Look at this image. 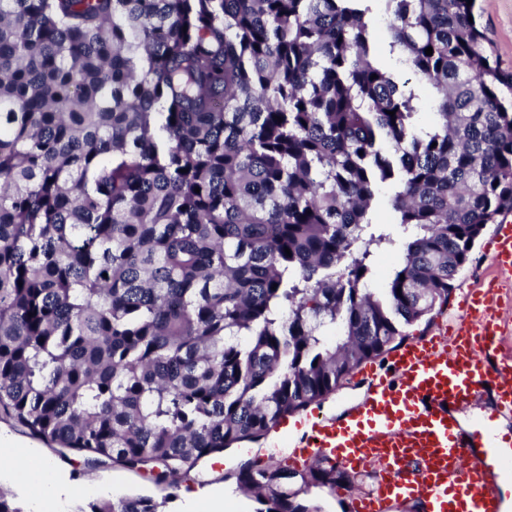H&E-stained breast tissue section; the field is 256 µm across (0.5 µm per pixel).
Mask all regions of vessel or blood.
I'll return each instance as SVG.
<instances>
[{"label":"vessel or blood","mask_w":512,"mask_h":512,"mask_svg":"<svg viewBox=\"0 0 512 512\" xmlns=\"http://www.w3.org/2000/svg\"><path fill=\"white\" fill-rule=\"evenodd\" d=\"M491 271L461 294L430 334L368 364L367 392L340 415L311 411L278 420V456L289 468L321 462L369 476L352 512H390L417 501L426 512H512V323L501 292L512 286V224L497 225ZM475 418L461 427L460 410Z\"/></svg>","instance_id":"b4317fda"}]
</instances>
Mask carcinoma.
Returning <instances> with one entry per match:
<instances>
[{
    "label": "carcinoma",
    "instance_id": "1",
    "mask_svg": "<svg viewBox=\"0 0 512 512\" xmlns=\"http://www.w3.org/2000/svg\"><path fill=\"white\" fill-rule=\"evenodd\" d=\"M472 15L0 0V413L176 489L430 326L512 212V75ZM288 471L249 459L237 484L260 512H317L299 493L345 477Z\"/></svg>",
    "mask_w": 512,
    "mask_h": 512
}]
</instances>
